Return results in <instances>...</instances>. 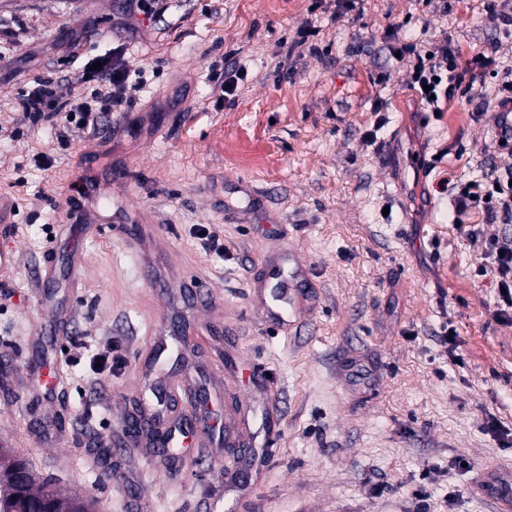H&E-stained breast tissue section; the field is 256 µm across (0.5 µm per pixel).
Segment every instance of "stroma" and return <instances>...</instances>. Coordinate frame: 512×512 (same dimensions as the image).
I'll list each match as a JSON object with an SVG mask.
<instances>
[{"label": "stroma", "mask_w": 512, "mask_h": 512, "mask_svg": "<svg viewBox=\"0 0 512 512\" xmlns=\"http://www.w3.org/2000/svg\"><path fill=\"white\" fill-rule=\"evenodd\" d=\"M308 19L320 33L303 42ZM122 23L121 0H0V196L15 206L0 249L18 250L0 273V448L93 512H497L494 472L512 471V447L485 424L512 431V321L467 235H512V220L454 224L453 188L512 169V151L493 105L424 111L393 48L451 37L464 60L496 55L497 87L512 80V33L483 0H359L343 16L333 0H161L134 38ZM118 46L142 89L110 140L74 126L64 147L23 114L46 75L64 97L90 95L84 61ZM228 56L246 77L221 106L208 68ZM90 149L129 172L108 191L132 222L124 237L68 230L61 205ZM77 250L88 266L75 285ZM295 262L310 293L284 329L264 319L266 268ZM189 278L204 295L180 294ZM189 304L211 328L193 368L167 364L178 394L165 402L186 411L221 369L218 421L244 412L250 445L203 443L169 481L121 417L161 317ZM107 341L122 359L112 372L69 363L74 344ZM49 369L56 385L36 388ZM271 419L263 457L253 445Z\"/></svg>", "instance_id": "35a3bbf8"}]
</instances>
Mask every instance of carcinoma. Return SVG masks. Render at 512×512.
<instances>
[{
  "mask_svg": "<svg viewBox=\"0 0 512 512\" xmlns=\"http://www.w3.org/2000/svg\"><path fill=\"white\" fill-rule=\"evenodd\" d=\"M92 512L86 496L63 494L51 479L39 478L29 463L0 449V512Z\"/></svg>",
  "mask_w": 512,
  "mask_h": 512,
  "instance_id": "cac0c4a2",
  "label": "carcinoma"
}]
</instances>
